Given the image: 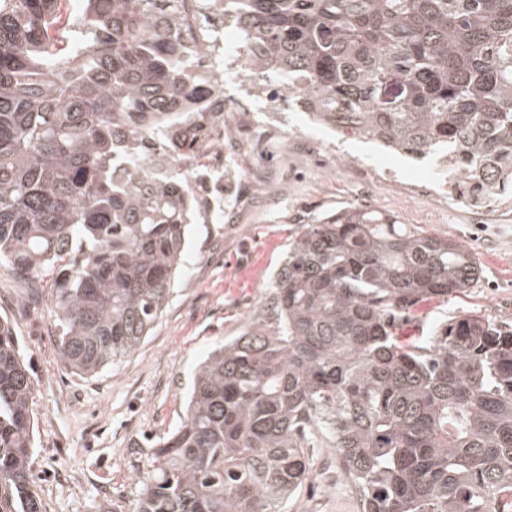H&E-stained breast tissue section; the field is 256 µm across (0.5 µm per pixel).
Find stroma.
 Segmentation results:
<instances>
[{"label": "stroma", "instance_id": "obj_1", "mask_svg": "<svg viewBox=\"0 0 512 512\" xmlns=\"http://www.w3.org/2000/svg\"><path fill=\"white\" fill-rule=\"evenodd\" d=\"M254 109L224 138V221L194 225L163 312L139 346L98 375L81 377L59 359L51 294L31 299L0 267V316L13 324L34 382L32 472L44 512H136L152 471L156 439L184 415L199 361L264 316L273 270L302 225L340 207L395 215L414 230L455 239L482 273L448 302L420 305L401 344L433 324L476 313L512 326V214L475 224L461 208L389 184H366L358 169L391 168L404 182L433 166L315 124L294 97L270 99L244 72L224 82V101ZM335 453L313 451V476L288 512H356Z\"/></svg>", "mask_w": 512, "mask_h": 512}]
</instances>
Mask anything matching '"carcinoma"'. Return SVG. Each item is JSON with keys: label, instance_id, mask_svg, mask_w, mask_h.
Segmentation results:
<instances>
[{"label": "carcinoma", "instance_id": "cac0c4a2", "mask_svg": "<svg viewBox=\"0 0 512 512\" xmlns=\"http://www.w3.org/2000/svg\"><path fill=\"white\" fill-rule=\"evenodd\" d=\"M175 0H88L66 54L58 0H0V265L51 276L57 354L93 376L159 318L202 202L190 185L210 82ZM249 78L340 133L512 196V0H223ZM145 166L131 182L121 162ZM460 243L350 207L305 224L270 320L197 366L136 512H286L333 448L359 512H512V328L452 318L404 347L423 302L479 278ZM34 383L0 320V512H44Z\"/></svg>", "mask_w": 512, "mask_h": 512}]
</instances>
